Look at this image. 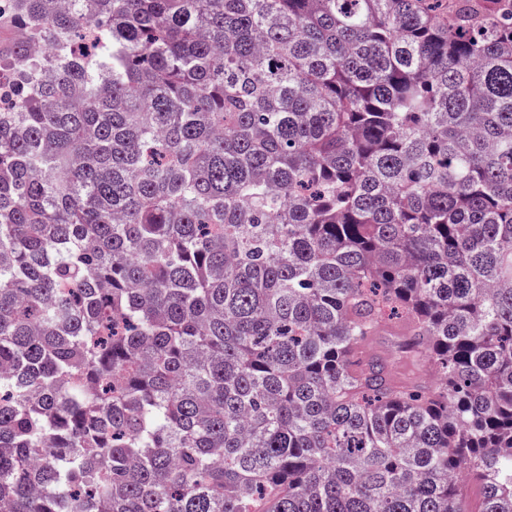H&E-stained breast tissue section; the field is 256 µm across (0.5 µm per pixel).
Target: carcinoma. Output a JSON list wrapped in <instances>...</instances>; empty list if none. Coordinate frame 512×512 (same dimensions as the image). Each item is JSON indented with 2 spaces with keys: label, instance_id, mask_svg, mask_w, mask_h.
Instances as JSON below:
<instances>
[{
  "label": "carcinoma",
  "instance_id": "obj_1",
  "mask_svg": "<svg viewBox=\"0 0 512 512\" xmlns=\"http://www.w3.org/2000/svg\"><path fill=\"white\" fill-rule=\"evenodd\" d=\"M1 5L0 507L512 512V0ZM402 331L399 329L382 328L376 336H372L360 348V354L368 357L377 356L389 360L396 380L405 381L421 376L422 372L397 363L398 345L402 340Z\"/></svg>",
  "mask_w": 512,
  "mask_h": 512
}]
</instances>
